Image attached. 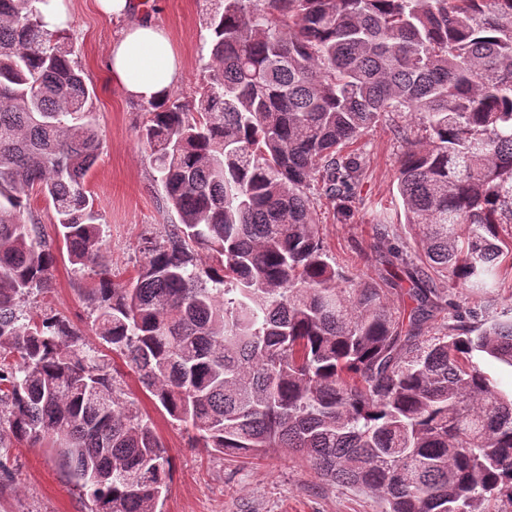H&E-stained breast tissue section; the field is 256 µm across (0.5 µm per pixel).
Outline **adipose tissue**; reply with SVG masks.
<instances>
[{
    "instance_id": "adipose-tissue-1",
    "label": "adipose tissue",
    "mask_w": 512,
    "mask_h": 512,
    "mask_svg": "<svg viewBox=\"0 0 512 512\" xmlns=\"http://www.w3.org/2000/svg\"><path fill=\"white\" fill-rule=\"evenodd\" d=\"M100 13L119 21L108 66L113 81L132 101L160 103L181 79V60L168 32L151 21H135L132 0H95Z\"/></svg>"
}]
</instances>
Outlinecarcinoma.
I'll use <instances>...</instances> for the list:
<instances>
[{
    "mask_svg": "<svg viewBox=\"0 0 512 512\" xmlns=\"http://www.w3.org/2000/svg\"><path fill=\"white\" fill-rule=\"evenodd\" d=\"M0 0V423L50 449L89 512H160L171 459L120 398L106 354L29 300L55 254L25 219L51 201L69 261L98 269L92 328L174 421L227 457L298 453L387 512H512V318L422 336L442 291L405 264L390 287L331 260L310 207L338 215L367 176L348 152L390 122L397 189L423 263L494 287L512 224V0H224L189 107L148 104L140 139L180 223L142 238L133 280L101 254L85 177L101 147L93 90L37 3ZM409 113L416 123L395 117Z\"/></svg>",
    "mask_w": 512,
    "mask_h": 512,
    "instance_id": "cac0c4a2",
    "label": "carcinoma"
}]
</instances>
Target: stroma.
Returning a JSON list of instances; mask_svg holds the SVG:
<instances>
[{
	"label": "stroma",
	"mask_w": 512,
	"mask_h": 512,
	"mask_svg": "<svg viewBox=\"0 0 512 512\" xmlns=\"http://www.w3.org/2000/svg\"><path fill=\"white\" fill-rule=\"evenodd\" d=\"M66 36L74 59L90 88L102 148L86 176V187L102 215V248L118 280L134 273L144 237L163 232L179 221L166 200L150 151L139 139L147 106L127 99L106 67V54L120 22L100 16L94 0H68ZM217 0H152L145 15L170 33L179 54L183 77L174 94L191 103L209 61L208 22ZM367 177L352 205L348 223H340L336 204L320 191L310 196L325 248L337 267L355 278L383 283L391 270L378 236L388 230L392 246L408 261L419 247L405 222L397 190L401 149L387 126L365 134ZM94 271L75 272L65 251H57L51 288L39 294L38 309L71 321L88 345H97L92 310L85 292L95 287ZM442 311L431 320L427 335L440 336L456 316L472 325L502 315L512 316V269L503 268L501 283L487 293L445 284ZM117 378L127 399L150 418L172 460L170 489L161 512H384L385 504L364 489L321 478L297 455L285 449L261 460L229 459L203 447L192 428L172 423L144 392L121 358H114ZM86 499L47 449L24 444L11 448L0 462V512H86Z\"/></svg>",
	"instance_id": "35a3bbf8"
}]
</instances>
